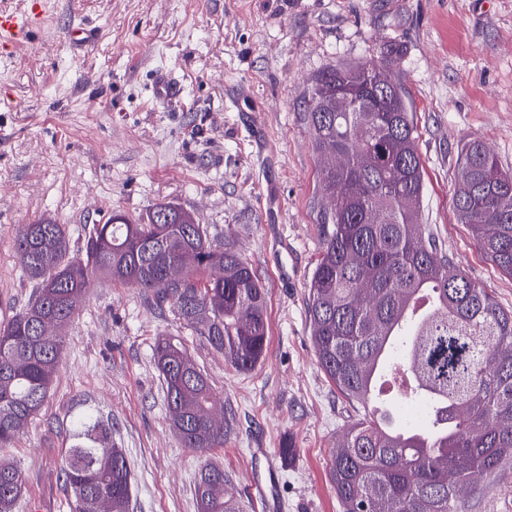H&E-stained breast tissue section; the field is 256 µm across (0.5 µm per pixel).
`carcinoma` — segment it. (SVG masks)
I'll use <instances>...</instances> for the list:
<instances>
[{"label": "carcinoma", "mask_w": 512, "mask_h": 512, "mask_svg": "<svg viewBox=\"0 0 512 512\" xmlns=\"http://www.w3.org/2000/svg\"><path fill=\"white\" fill-rule=\"evenodd\" d=\"M378 58L317 76L305 118L319 164L326 229L309 283L307 313L319 366L355 418L336 440L328 476L342 512H459L461 495L512 459V311L471 280L420 212L423 164L402 86L380 94L398 65ZM452 202L480 251L512 276V171L479 140L458 149ZM14 252L34 283L26 307L0 324V448L44 408L63 331L94 280L151 293L240 373L262 359L269 328L265 289L229 243L184 209L157 203L135 224L113 214L74 251L62 224H24ZM166 410L183 447H224L230 417L182 339L153 347ZM401 370L419 422L393 409L399 430L376 415V384ZM64 470L72 512H132L133 478L108 424L89 413ZM224 466L204 462L197 512H244ZM25 482L0 459V512H15Z\"/></svg>", "instance_id": "obj_1"}]
</instances>
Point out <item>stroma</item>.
I'll return each instance as SVG.
<instances>
[{
    "instance_id": "35a3bbf8",
    "label": "stroma",
    "mask_w": 512,
    "mask_h": 512,
    "mask_svg": "<svg viewBox=\"0 0 512 512\" xmlns=\"http://www.w3.org/2000/svg\"><path fill=\"white\" fill-rule=\"evenodd\" d=\"M93 30L90 48L67 33ZM402 49L394 70L413 106L424 166L422 218L474 281L512 309V278L476 246L452 204L457 149L478 139L512 169V0H50L30 44L0 59V322L30 299L14 253L19 225L49 219L81 245L120 212L137 221L160 202L233 243L268 292V346L236 372L171 309L128 286L91 284L70 323L48 401L13 447L25 480L15 512H70L64 481L71 423L94 409L112 424L133 474V512H196L203 458L245 493L278 454L279 512H340L327 479L353 409L317 361L306 314L323 246L322 189L305 101L331 66ZM183 84L152 100L155 69ZM183 335L231 410L224 446L183 448L153 361L158 335ZM463 512H512V462Z\"/></svg>"
}]
</instances>
